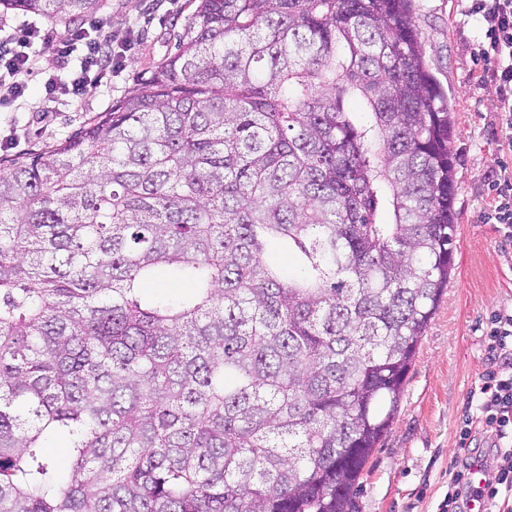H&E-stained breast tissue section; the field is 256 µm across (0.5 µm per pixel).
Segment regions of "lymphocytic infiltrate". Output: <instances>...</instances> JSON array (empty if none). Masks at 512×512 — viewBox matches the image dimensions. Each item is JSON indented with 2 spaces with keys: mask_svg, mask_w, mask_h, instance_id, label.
Wrapping results in <instances>:
<instances>
[{
  "mask_svg": "<svg viewBox=\"0 0 512 512\" xmlns=\"http://www.w3.org/2000/svg\"><path fill=\"white\" fill-rule=\"evenodd\" d=\"M466 14L480 23L475 55L483 69L477 83L496 90L498 148L512 155V0H470ZM38 42L51 47L50 59L40 60L33 53ZM125 46L105 17L59 35L26 20L11 26L0 23V83L10 82L17 102L28 78L36 74L43 78L47 97L64 96L76 103L111 80L122 66ZM482 221L496 225L503 238L512 241V168L507 165H500L495 175L493 197ZM484 347L494 369L476 393V420L466 419L460 425L459 442L470 447L472 427L481 425L495 439L496 469L491 478L476 484L472 462L453 467L441 512H467L474 499L492 506L502 493L512 492V310L498 309L489 315Z\"/></svg>",
  "mask_w": 512,
  "mask_h": 512,
  "instance_id": "f902f5d3",
  "label": "lymphocytic infiltrate"
}]
</instances>
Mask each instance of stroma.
<instances>
[{
	"label": "stroma",
	"instance_id": "stroma-1",
	"mask_svg": "<svg viewBox=\"0 0 512 512\" xmlns=\"http://www.w3.org/2000/svg\"><path fill=\"white\" fill-rule=\"evenodd\" d=\"M467 0H413L426 61L448 92L453 109L458 231L453 277L418 347L398 412L381 447L364 468L356 512H439L454 462L479 458L495 464L498 452L484 432L460 449L457 429L474 410L470 393L491 365L484 328L493 310L512 307V241L480 215L491 199L488 174L497 165V97L477 86V23ZM192 0H103L115 34L131 48L110 85L70 104L46 97L42 80L27 82L24 109L0 110V158L22 157L73 136L113 101L133 94L141 79L173 49L172 35L186 25Z\"/></svg>",
	"mask_w": 512,
	"mask_h": 512
}]
</instances>
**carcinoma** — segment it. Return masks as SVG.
Returning a JSON list of instances; mask_svg holds the SVG:
<instances>
[{
	"label": "carcinoma",
	"mask_w": 512,
	"mask_h": 512,
	"mask_svg": "<svg viewBox=\"0 0 512 512\" xmlns=\"http://www.w3.org/2000/svg\"><path fill=\"white\" fill-rule=\"evenodd\" d=\"M174 39L0 168V512H354L453 270V122L412 0H199ZM159 266L190 292L145 298Z\"/></svg>",
	"instance_id": "carcinoma-1"
}]
</instances>
